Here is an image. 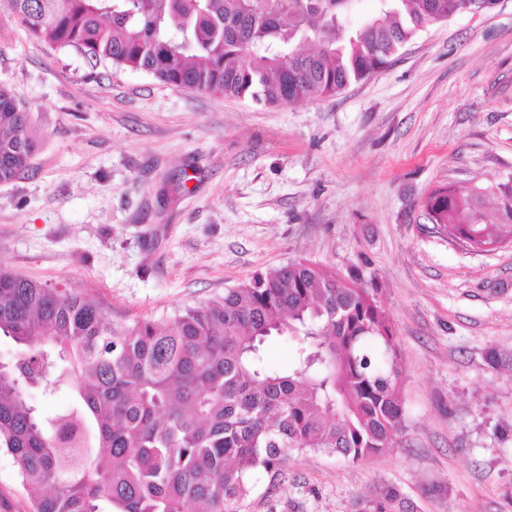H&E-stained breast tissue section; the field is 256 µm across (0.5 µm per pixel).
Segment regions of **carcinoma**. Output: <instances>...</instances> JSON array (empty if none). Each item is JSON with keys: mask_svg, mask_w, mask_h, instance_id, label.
I'll list each match as a JSON object with an SVG mask.
<instances>
[{"mask_svg": "<svg viewBox=\"0 0 512 512\" xmlns=\"http://www.w3.org/2000/svg\"><path fill=\"white\" fill-rule=\"evenodd\" d=\"M0 0L35 39L163 84L280 105L344 90L448 10L495 0ZM31 115L0 84V183L28 173ZM498 223L478 224V195L433 190L425 208L451 238L512 244V184ZM0 452L33 493L31 512H243L254 475L288 454L353 462L391 447L403 409L392 322L376 293L327 266L292 261L172 319L108 321L95 300L0 268ZM271 336L296 342L286 368ZM69 391L39 412L27 391ZM353 512H415L393 485L358 494ZM264 351L271 365H286L292 355L293 342L284 337L272 336L266 341Z\"/></svg>", "mask_w": 512, "mask_h": 512, "instance_id": "cac0c4a2", "label": "carcinoma"}]
</instances>
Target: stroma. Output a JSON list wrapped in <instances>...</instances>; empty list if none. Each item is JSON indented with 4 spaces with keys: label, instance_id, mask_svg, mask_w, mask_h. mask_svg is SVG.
I'll use <instances>...</instances> for the list:
<instances>
[{
    "label": "stroma",
    "instance_id": "obj_1",
    "mask_svg": "<svg viewBox=\"0 0 512 512\" xmlns=\"http://www.w3.org/2000/svg\"><path fill=\"white\" fill-rule=\"evenodd\" d=\"M0 83L40 136L32 172L0 183V267L121 325L301 259L377 289L399 348L393 446L291 453L245 512H352L384 483L418 512H512V245L473 251L424 208L440 186L512 180V0L279 107L91 63L0 11Z\"/></svg>",
    "mask_w": 512,
    "mask_h": 512
}]
</instances>
